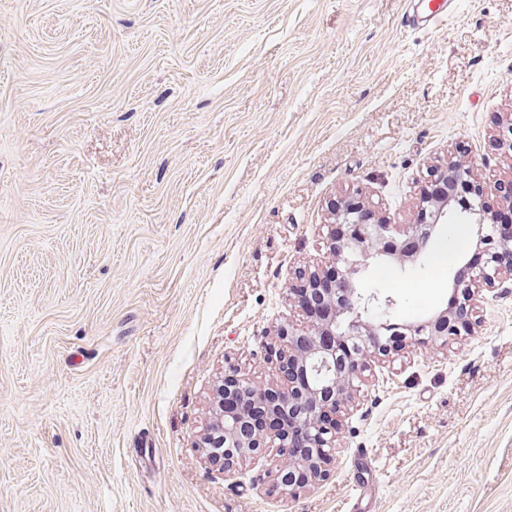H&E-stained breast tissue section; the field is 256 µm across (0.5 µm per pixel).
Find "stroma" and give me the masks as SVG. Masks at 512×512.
I'll use <instances>...</instances> for the list:
<instances>
[{
  "mask_svg": "<svg viewBox=\"0 0 512 512\" xmlns=\"http://www.w3.org/2000/svg\"><path fill=\"white\" fill-rule=\"evenodd\" d=\"M0 0V512H512V293L448 344L367 361L328 475L282 494L201 438L229 367L302 324L353 190L414 223L431 169L512 174V0ZM371 265L393 317L445 309L475 242ZM366 453L372 469L361 468ZM413 7L407 21L413 27H432L448 19L455 0H409Z\"/></svg>",
  "mask_w": 512,
  "mask_h": 512,
  "instance_id": "obj_1",
  "label": "stroma"
}]
</instances>
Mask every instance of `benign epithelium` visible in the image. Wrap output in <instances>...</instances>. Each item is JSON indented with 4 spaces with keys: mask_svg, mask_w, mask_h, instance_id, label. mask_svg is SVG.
Returning a JSON list of instances; mask_svg holds the SVG:
<instances>
[{
    "mask_svg": "<svg viewBox=\"0 0 512 512\" xmlns=\"http://www.w3.org/2000/svg\"><path fill=\"white\" fill-rule=\"evenodd\" d=\"M497 142L501 153L512 157V113L498 118ZM441 175L472 193L469 223L476 226L475 247L485 256L471 280L460 289L465 309L481 303L478 288H502L512 282V232H501L496 222L498 207L489 197L498 191L477 178L474 163L455 159L436 168ZM417 224H388L375 206L354 193L333 204L327 225V244L332 260L302 276V287L289 288L294 297L313 292L322 312L307 321V329L290 324L277 328V344L268 348L267 360L278 365L284 383L268 387L236 375L217 385L210 407V424L203 448L208 459L229 469L266 448L278 451L277 482L282 492L293 495L323 480L334 458L340 417L352 394L364 381L363 369L370 357L390 358L405 348L409 337L424 336L445 344L471 330L466 318L443 309L417 323L397 322L390 310L397 301L360 288L364 273L373 264L404 267L420 263L429 242L442 227L453 222L452 199L422 193ZM234 393L272 416L288 414V426L306 438L303 447L288 451V434L274 428L252 431L250 416L224 407V395Z\"/></svg>",
    "mask_w": 512,
    "mask_h": 512,
    "instance_id": "obj_1",
    "label": "benign epithelium"
}]
</instances>
